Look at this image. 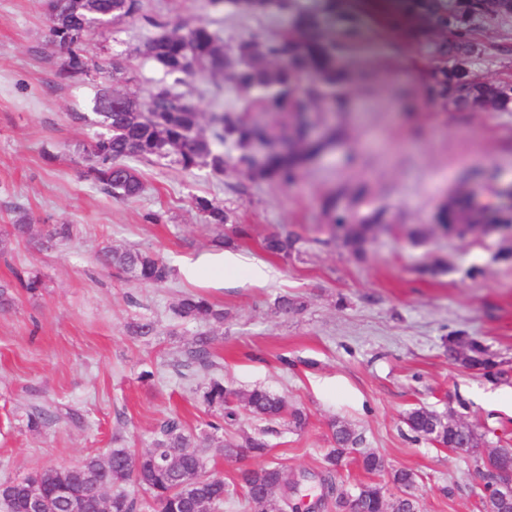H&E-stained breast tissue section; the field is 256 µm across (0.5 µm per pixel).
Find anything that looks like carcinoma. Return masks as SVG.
I'll return each mask as SVG.
<instances>
[{
    "label": "carcinoma",
    "instance_id": "carcinoma-1",
    "mask_svg": "<svg viewBox=\"0 0 512 512\" xmlns=\"http://www.w3.org/2000/svg\"><path fill=\"white\" fill-rule=\"evenodd\" d=\"M215 9L249 17L268 12L286 13L290 29L267 38L253 33L230 50L207 23L186 32L168 27L152 14L145 0H43L52 21V35L62 62L55 72L61 83L81 82L95 88V114L103 119L105 131L99 133L86 150V177L108 195L132 200L140 196L142 181L130 160L152 163L168 159L183 171L205 167L214 174L224 173L227 158L224 145L235 151V163L255 182L294 183L300 170L320 154L335 137L331 131L320 138L310 136L313 122L310 112L318 103L332 106L342 102L341 59L343 50L362 37L360 3L357 0H323L317 9L305 8L298 0H209ZM375 9L384 27L424 46L440 62L433 73V91L448 98L458 109L475 105L485 96H493L495 108L507 110L512 104V86H487L471 78L466 61L478 52L476 34L490 23L512 21V0H375ZM137 19L156 29L143 43L141 54L153 61L172 84L161 82L142 100L112 91V73L121 68L117 61H96L83 54L84 43L99 29L115 20ZM228 74L238 92L247 99L246 111L209 113L210 133H202L201 96L194 89L174 91L176 85H189L207 75ZM290 112L297 114L291 145L286 152L277 150L258 164L253 147L258 141L271 142L275 135L247 117V111ZM195 208L207 222L227 223L224 207L208 197H198ZM333 212V226L344 243L355 253L363 249L368 224H356L353 218L336 211V199L326 201ZM438 224H473L488 233L512 222L503 210L478 206L468 196H457L441 205ZM300 237L283 225L264 240L265 250L286 257L298 251ZM105 264L121 270L129 280L147 286H162L172 269L158 257L140 250L102 252ZM175 315L204 324H223L224 308L200 294L182 298ZM464 353L463 363L485 376L502 374L496 361L479 341L456 337L448 351ZM184 366L208 372L214 366L210 332L196 334L185 353ZM244 402L259 419L278 420L286 415L302 425L304 414L288 411L278 395L262 389L232 391L224 382L212 378L199 393V400L217 415L208 423L212 439L224 433V423L236 420L228 407L231 397ZM410 431L420 438L448 448H476L479 438L468 427L448 426L435 412L418 408L406 415ZM335 448L325 455L328 472L336 470L344 450L357 444L354 432L345 424H332ZM268 443L248 436L243 444L224 449V455L244 453L262 457ZM286 470L278 465H262L240 471L239 485L251 512H288V498L280 494L286 483ZM110 483L112 512H137L141 508L125 486L134 484L150 495L154 512H218L228 489L224 477L205 474L203 458L193 446L191 436L180 425L163 422L150 448L133 454L127 448L86 457L70 467H42L21 479L0 483V498L8 512H26L28 491L41 490L42 512H95L100 486ZM368 512H382L385 501L381 489L365 484L359 487ZM484 512H503L498 490L486 486Z\"/></svg>",
    "mask_w": 512,
    "mask_h": 512
}]
</instances>
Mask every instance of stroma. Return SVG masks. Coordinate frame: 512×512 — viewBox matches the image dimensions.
I'll return each instance as SVG.
<instances>
[{"instance_id": "obj_1", "label": "stroma", "mask_w": 512, "mask_h": 512, "mask_svg": "<svg viewBox=\"0 0 512 512\" xmlns=\"http://www.w3.org/2000/svg\"><path fill=\"white\" fill-rule=\"evenodd\" d=\"M169 24L207 20L225 45L253 32L276 35L287 16L274 12L225 18L208 0H148ZM150 29L123 19L86 44L88 57L115 58L114 91L144 97L162 71L139 52ZM58 49L41 0H0V482L42 466H73L121 446L148 448L159 425L179 418L209 472L230 494L220 512H248L237 485L241 468L278 464L293 476L288 496L309 512H339L336 498L363 484L385 500L400 490L395 472H411L418 512H483L482 453L512 448V407L493 394L512 391V227L489 234L443 235L434 216L456 191L481 203L512 208V112L477 107L457 112L430 92L432 63L422 46L365 20L362 39L343 55L346 104L316 112L318 131L336 128L326 148L291 185L252 182L228 166L184 171L167 161L137 163L143 191L112 198L88 179L81 159L100 126L93 90L58 83ZM205 111H243L245 99L225 76L197 82ZM340 192L339 210L358 223L381 217L362 256L332 236L322 202ZM220 203L227 224L206 223L196 197ZM29 217L32 236L8 229ZM56 224L71 238L47 241ZM288 226L298 253L275 256L265 238ZM223 236L235 269L188 272L213 254ZM156 254L173 270L160 287L127 280L103 264L104 248ZM266 277L255 283L251 266ZM34 271L43 286L30 293L15 275ZM186 293L224 308L213 326L215 367L183 368L200 323L174 315ZM288 298L289 309L278 308ZM154 322L150 336L132 326ZM481 342L505 374L486 377L448 352L449 341ZM237 391L264 388L306 416L302 426L266 421L238 409L224 440L264 436L261 458L225 457L207 439L214 414L198 395L210 378ZM52 413L50 425L27 426L32 408ZM423 408L469 425L480 438L462 451L414 439L405 417ZM350 425L358 442L333 478L323 480L331 424ZM374 452L366 472L359 451Z\"/></svg>"}]
</instances>
